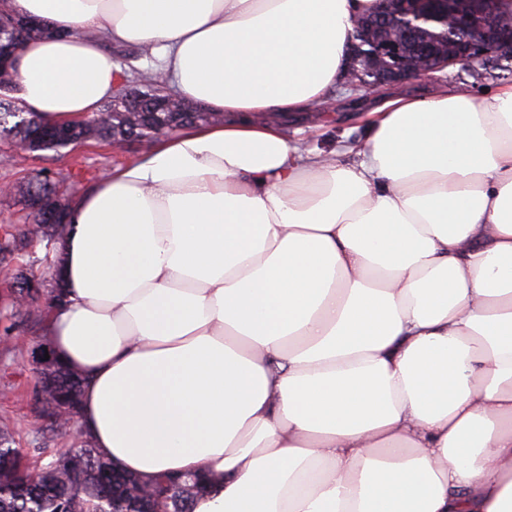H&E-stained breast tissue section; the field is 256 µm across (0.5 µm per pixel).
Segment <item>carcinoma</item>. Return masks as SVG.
<instances>
[{
	"label": "carcinoma",
	"instance_id": "carcinoma-1",
	"mask_svg": "<svg viewBox=\"0 0 512 512\" xmlns=\"http://www.w3.org/2000/svg\"><path fill=\"white\" fill-rule=\"evenodd\" d=\"M448 25L438 29L440 37L452 44L472 35L474 23L467 0H451L448 4ZM139 91L137 109L123 116L112 112V102L102 107L100 115L87 123L60 125L69 137L84 142H128L142 140L150 130L159 127L180 128L187 124L208 123L198 113L199 106L180 102V109L160 107L169 93L150 81L135 85ZM47 127L34 112L18 111L17 102L0 97V138L15 141L28 138L31 126ZM63 180L48 174L31 179L22 191V200L34 193L62 187ZM37 238L42 242L55 241L54 226L30 224L25 232L0 246V264L10 265L14 254ZM61 264H56L53 285L31 291L17 288L14 293L23 297L22 311L29 319L38 320L46 313L48 304L61 300L58 286ZM39 390L35 414L48 418L51 429L62 434L72 416L80 415L82 377L63 366L54 355L39 360L37 367ZM44 449L14 447L13 429L0 424V512H193L192 502L205 492L198 483L181 480L171 486L158 481L154 493L144 495L146 483L139 477L116 469L93 448L89 440L68 454L41 462Z\"/></svg>",
	"mask_w": 512,
	"mask_h": 512
}]
</instances>
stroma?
Instances as JSON below:
<instances>
[{
	"label": "stroma",
	"mask_w": 512,
	"mask_h": 512,
	"mask_svg": "<svg viewBox=\"0 0 512 512\" xmlns=\"http://www.w3.org/2000/svg\"><path fill=\"white\" fill-rule=\"evenodd\" d=\"M441 83L449 90L464 92L476 100H484L502 86L501 81L487 78L474 81L467 74L448 70L436 73L434 79L406 83L405 91H427L433 83ZM372 94L338 89L332 109L324 113H303L289 117L282 128L294 145L301 150L333 155L338 161H350L348 148L364 142L367 131L357 109L372 101ZM153 141L139 140L120 146L90 142L59 151L17 153L13 141L0 140V183L13 187L10 194H0V240L18 235L31 218L18 192L37 173L48 170L62 176L70 199L78 197L93 186L105 173L130 163L150 151ZM13 278L11 268L0 266V422L15 427L17 446L31 448L43 444L52 453H61L78 447L83 439L80 430L58 436L47 430L44 421L35 417L32 407L38 386L33 369L30 348L45 346L41 325L25 321L12 311Z\"/></svg>",
	"instance_id": "stroma-1"
}]
</instances>
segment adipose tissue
Here are the masks:
<instances>
[{"label":"adipose tissue","mask_w":512,"mask_h":512,"mask_svg":"<svg viewBox=\"0 0 512 512\" xmlns=\"http://www.w3.org/2000/svg\"><path fill=\"white\" fill-rule=\"evenodd\" d=\"M378 0H0L49 21L20 107L86 121L120 67L223 113L69 209L50 350L120 469L194 512H512V86L381 96L339 163L259 114L331 103ZM105 49L110 51L112 55L116 56L117 59L120 62L121 70L126 69L129 71V79L136 80L135 78L138 77L140 74L142 77H148L146 74V68H145V62H144V55L140 48L125 45V44H117L112 42H105L102 44ZM122 51V52H120ZM124 54H133L135 58L127 59V57L124 56ZM128 66H131L134 68V70L137 73L131 72L130 68ZM139 73V74H138Z\"/></svg>","instance_id":"obj_1"}]
</instances>
